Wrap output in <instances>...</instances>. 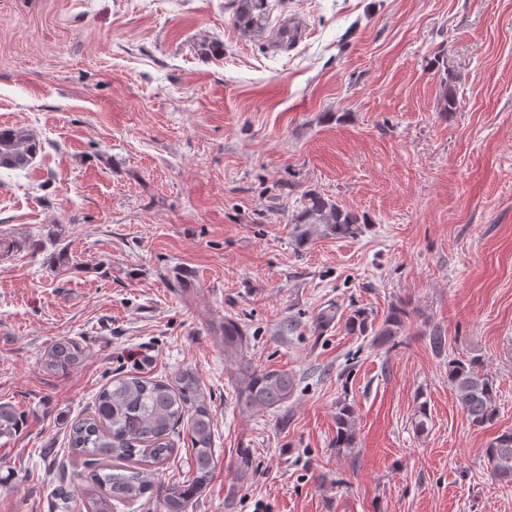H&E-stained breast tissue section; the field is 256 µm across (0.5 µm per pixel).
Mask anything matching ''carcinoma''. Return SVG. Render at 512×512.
<instances>
[{
  "instance_id": "obj_1",
  "label": "carcinoma",
  "mask_w": 512,
  "mask_h": 512,
  "mask_svg": "<svg viewBox=\"0 0 512 512\" xmlns=\"http://www.w3.org/2000/svg\"><path fill=\"white\" fill-rule=\"evenodd\" d=\"M236 25L249 31L262 26L270 13L267 0H236ZM41 143L20 129L0 128V169L17 171L30 167ZM294 224H322L338 239L362 233L361 218L319 193L303 196ZM404 309L391 307L380 326L368 312L355 310L346 320L351 333L371 335L382 345L400 332ZM225 358L237 364L235 389L242 409L276 408L288 402L295 390V376L281 369H256L246 358L248 336L237 322L224 320ZM82 348L69 340L47 347L41 357L49 373L65 375L84 359ZM448 384L471 425L483 427L497 417V388L480 359L448 361ZM25 416L9 403H0V438L11 437L23 427ZM187 424L193 456V477L184 483L155 487L150 468L164 464L175 452L179 427ZM427 402L420 403L412 417L414 431L429 430ZM213 419L195 373L185 369L171 382L153 379L140 372L112 379L98 393L94 412L75 420L68 430L71 457L94 467L92 487L83 491L62 483L53 492L52 512H113L112 502L138 501L155 494L159 512H189L192 501L210 483L214 470ZM352 409L345 401L336 403V447H354ZM495 477L512 482V430L498 434L485 448Z\"/></svg>"
}]
</instances>
